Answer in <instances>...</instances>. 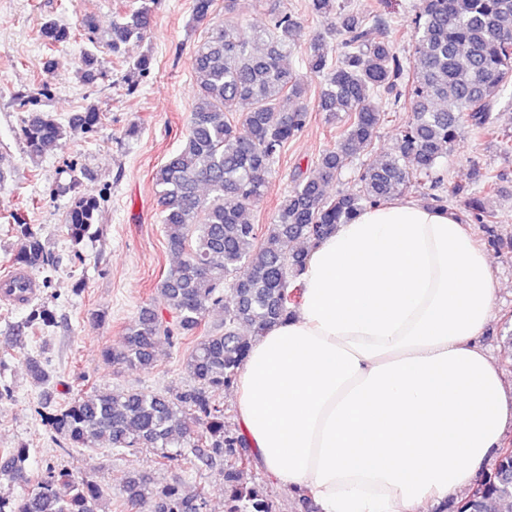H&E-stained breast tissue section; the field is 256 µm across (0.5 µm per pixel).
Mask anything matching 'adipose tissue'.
Here are the masks:
<instances>
[{"label": "adipose tissue", "mask_w": 512, "mask_h": 512, "mask_svg": "<svg viewBox=\"0 0 512 512\" xmlns=\"http://www.w3.org/2000/svg\"><path fill=\"white\" fill-rule=\"evenodd\" d=\"M301 279L236 380L258 467L322 512H430L472 487L512 398L482 344L497 283L469 226L391 201L338 225Z\"/></svg>", "instance_id": "1"}]
</instances>
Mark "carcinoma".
Returning a JSON list of instances; mask_svg holds the SVG:
<instances>
[{"label": "carcinoma", "instance_id": "cac0c4a2", "mask_svg": "<svg viewBox=\"0 0 512 512\" xmlns=\"http://www.w3.org/2000/svg\"><path fill=\"white\" fill-rule=\"evenodd\" d=\"M112 20L111 48L118 53L132 40L142 41L151 26L150 3ZM214 0H192V20L205 25V36L191 59L196 85L191 119L182 144L155 174L165 243L178 258L158 284L175 314L163 323L151 308L140 310L127 328L123 345L100 349L101 359L130 369H148L162 342L196 336L186 360L191 386L181 391L98 390L76 398L45 417L53 433L70 448L99 444L122 451L154 448L165 462L182 456L183 441L193 438L190 453L224 475V512H276L261 485L244 480L245 436L224 425L216 395L232 386L251 340L288 318L299 307L291 296L311 250L339 224L364 209L414 191L427 203L446 207L464 193L445 186L441 160L467 128L478 139L494 138L512 151V130L499 128L495 115L503 94L512 88V0H423L412 19L416 39L412 55L402 59L390 36V23L351 10L339 0H308V12L323 20L330 35L345 36L336 47L325 36L305 45L297 41L300 22L270 10V22L242 26L235 21L240 0H224V22L211 21ZM41 38L48 48L68 42L69 28L47 20ZM301 56L306 70L321 79L318 111L343 126L333 145L318 158L315 170L298 174L261 230L249 218L266 194L272 167L281 151L307 126L309 86L292 65ZM97 57L83 54L80 79L95 80ZM244 108L239 122L227 113ZM406 110L409 118L394 148L360 169L355 193L326 192V186L360 154L372 151L388 112ZM102 113L89 104L72 126L87 133ZM20 136L36 161L67 136V126L45 110H34ZM491 175L468 198V217L495 223L483 199L494 193ZM105 198L79 193L69 202L67 236L77 246L91 238ZM18 247L13 262L46 271L52 266L31 227L13 215ZM221 319L198 335L214 313ZM53 321L40 310L17 326V338L37 323ZM37 385L49 381L46 364L26 361ZM28 450L8 452L0 477L26 480ZM483 488L471 489L457 512H512V459L493 467ZM128 500L149 512H206L204 492L188 494L178 485L156 488L145 476L125 485ZM102 493L88 479H75L49 466L32 490L18 498L0 496V512H96Z\"/></svg>", "mask_w": 512, "mask_h": 512}]
</instances>
